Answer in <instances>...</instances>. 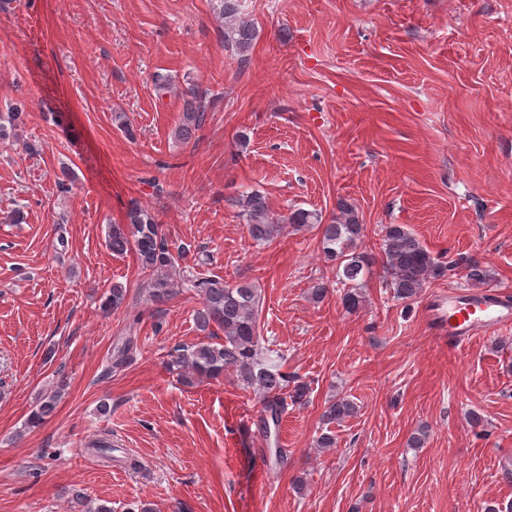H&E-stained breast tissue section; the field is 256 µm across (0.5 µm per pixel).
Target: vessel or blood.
I'll use <instances>...</instances> for the list:
<instances>
[{
	"label": "vessel or blood",
	"instance_id": "b4317fda",
	"mask_svg": "<svg viewBox=\"0 0 512 512\" xmlns=\"http://www.w3.org/2000/svg\"><path fill=\"white\" fill-rule=\"evenodd\" d=\"M512 325V301L483 290L448 296V343L465 342Z\"/></svg>",
	"mask_w": 512,
	"mask_h": 512
}]
</instances>
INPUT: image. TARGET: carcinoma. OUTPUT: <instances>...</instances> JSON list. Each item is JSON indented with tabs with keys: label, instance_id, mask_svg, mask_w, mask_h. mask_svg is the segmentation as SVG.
Returning <instances> with one entry per match:
<instances>
[{
	"label": "carcinoma",
	"instance_id": "carcinoma-1",
	"mask_svg": "<svg viewBox=\"0 0 512 512\" xmlns=\"http://www.w3.org/2000/svg\"><path fill=\"white\" fill-rule=\"evenodd\" d=\"M219 18L224 20V43L245 53L256 38L255 27L242 17L241 0H217ZM184 107L174 130L175 137L188 143L205 122V92L191 85L182 92ZM249 236L258 243L277 237L284 225L274 219L266 197L250 191L235 200ZM339 215L332 224H321L319 214L296 209L288 216V224L305 227L322 225L320 238L324 257L336 264L337 277L344 286L343 307L351 312L363 302L360 279L369 266L368 257L357 251L362 235L355 207L338 202ZM109 246L115 252L128 248L135 251L141 269L153 275V297L164 301L175 294L174 283L163 273L174 267L175 257L154 214L142 207H133L126 214V223L113 224L108 234ZM382 250L384 253V284L400 300L415 298L432 278L441 277L446 267L440 264L419 240L402 224L385 226ZM466 276L476 282L487 280V270L475 260L462 262ZM199 290L202 307L195 313L197 329L209 336L215 329L224 331L221 343L199 342L169 353V366L179 371L183 381L197 378H216L232 369L241 380L260 390L265 396L264 425L278 424L288 405H300L307 400V384L289 385L288 375L279 367L260 360L258 342V309L261 296L249 283L230 286L220 277L192 281ZM60 392L41 399L31 411L27 426L39 425L56 409ZM357 413L353 401L342 397L331 403L324 417L330 423L341 422Z\"/></svg>",
	"mask_w": 512,
	"mask_h": 512
}]
</instances>
